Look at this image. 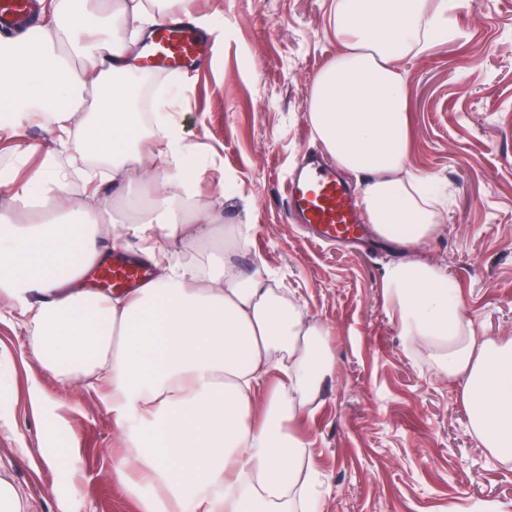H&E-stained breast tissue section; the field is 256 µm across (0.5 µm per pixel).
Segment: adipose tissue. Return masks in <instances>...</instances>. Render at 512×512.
Listing matches in <instances>:
<instances>
[{
    "label": "adipose tissue",
    "mask_w": 512,
    "mask_h": 512,
    "mask_svg": "<svg viewBox=\"0 0 512 512\" xmlns=\"http://www.w3.org/2000/svg\"><path fill=\"white\" fill-rule=\"evenodd\" d=\"M73 2L52 0L36 28L0 29V141L18 161L0 187L52 206L25 224L0 213V300L61 385L101 388L125 442L112 471L139 512H323L305 474L311 444L292 424L335 368L330 330L262 272L240 271L234 228L198 200L207 161L184 144L168 101L141 131L133 43L168 20L159 0ZM447 11V0H333L343 50L313 81L310 122L337 165L362 177L366 222L412 250L440 234L442 213L406 167L399 64L437 40ZM31 125L52 130L54 150L24 141ZM68 152L107 173L79 198ZM34 159L36 176L23 177ZM133 238L154 278L117 295L84 287ZM383 282L400 336L459 381L472 437L511 460L512 337L476 335L442 265L394 263ZM275 371L256 413V389Z\"/></svg>",
    "instance_id": "1"
}]
</instances>
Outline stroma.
Masks as SVG:
<instances>
[{
    "label": "stroma",
    "mask_w": 512,
    "mask_h": 512,
    "mask_svg": "<svg viewBox=\"0 0 512 512\" xmlns=\"http://www.w3.org/2000/svg\"><path fill=\"white\" fill-rule=\"evenodd\" d=\"M333 0H169L224 24L200 32L196 72L153 70L180 86L179 121L208 150L201 201L242 228L244 272L261 269L331 330L336 362L318 407L295 423L312 448L324 512H484L512 506V461L480 447L456 379L398 333L384 296L390 243L373 253L320 246L287 223L283 182L322 151L309 121L312 85L341 51ZM447 36L404 59L407 165L448 189L443 230L418 259L444 266L477 335L512 336V0H448ZM250 201L242 208L238 199ZM40 389L43 405L33 401ZM81 465L63 464L64 440ZM121 437L97 392L62 387L32 355L26 330L0 323V478L25 493L23 512H138L112 475Z\"/></svg>",
    "instance_id": "35a3bbf8"
}]
</instances>
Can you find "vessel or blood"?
Masks as SVG:
<instances>
[{"label": "vessel or blood", "mask_w": 512, "mask_h": 512, "mask_svg": "<svg viewBox=\"0 0 512 512\" xmlns=\"http://www.w3.org/2000/svg\"><path fill=\"white\" fill-rule=\"evenodd\" d=\"M29 18L27 0H0V23L23 24ZM199 49V40L192 31L166 23L148 42L146 59L156 67L177 70L195 63ZM284 189L288 221L308 226L317 241L343 242L362 236L364 227L355 193L333 167L309 158L286 180ZM99 275L109 287L120 289L145 281L147 270L141 263L120 256L100 268Z\"/></svg>", "instance_id": "1"}]
</instances>
